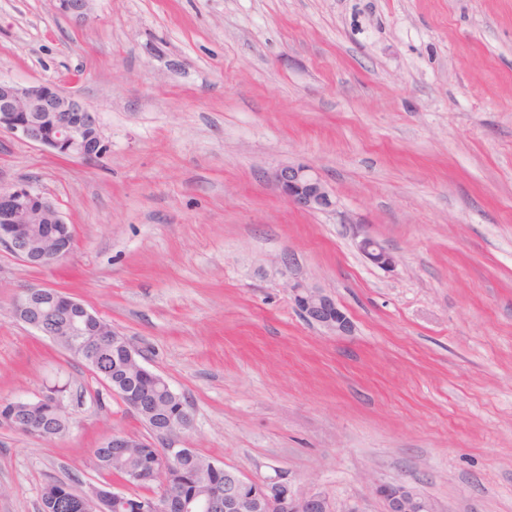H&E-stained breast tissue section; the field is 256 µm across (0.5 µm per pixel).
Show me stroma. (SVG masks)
I'll use <instances>...</instances> for the list:
<instances>
[{
  "label": "stroma",
  "instance_id": "stroma-1",
  "mask_svg": "<svg viewBox=\"0 0 512 512\" xmlns=\"http://www.w3.org/2000/svg\"><path fill=\"white\" fill-rule=\"evenodd\" d=\"M0 78L64 82L110 144L88 166L0 133V183L75 227L60 265L0 247V400L67 385L52 442L0 425V512L51 479L120 478L92 448L136 415L10 314L30 286L112 323L191 404L190 447L331 512H512V0H0ZM311 165L335 210L265 179ZM396 263L357 249L363 236ZM331 295L337 336L286 282ZM359 250L371 263L388 268L395 263L394 255L376 239L364 236L358 243ZM374 492L386 504V512H436L434 505L405 484H376Z\"/></svg>",
  "mask_w": 512,
  "mask_h": 512
}]
</instances>
